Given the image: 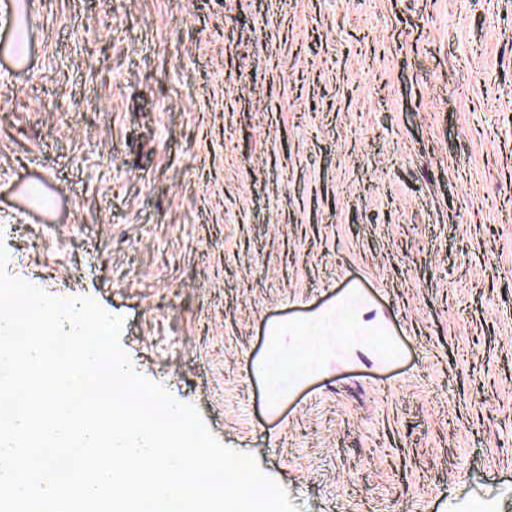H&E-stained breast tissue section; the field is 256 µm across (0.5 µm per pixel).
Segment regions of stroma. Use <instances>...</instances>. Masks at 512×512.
<instances>
[{
  "mask_svg": "<svg viewBox=\"0 0 512 512\" xmlns=\"http://www.w3.org/2000/svg\"><path fill=\"white\" fill-rule=\"evenodd\" d=\"M0 250L295 512H512V0H0Z\"/></svg>",
  "mask_w": 512,
  "mask_h": 512,
  "instance_id": "35a3bbf8",
  "label": "stroma"
}]
</instances>
